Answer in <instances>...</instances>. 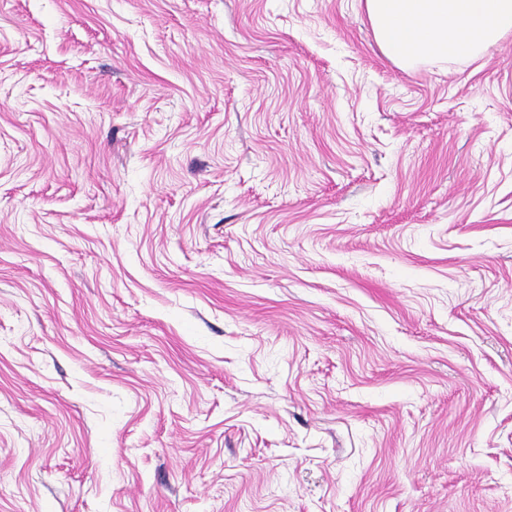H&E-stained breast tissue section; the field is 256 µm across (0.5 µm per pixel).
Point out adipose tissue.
Wrapping results in <instances>:
<instances>
[{
	"label": "adipose tissue",
	"mask_w": 512,
	"mask_h": 512,
	"mask_svg": "<svg viewBox=\"0 0 512 512\" xmlns=\"http://www.w3.org/2000/svg\"><path fill=\"white\" fill-rule=\"evenodd\" d=\"M383 54L401 68L468 59L512 34V0H364Z\"/></svg>",
	"instance_id": "obj_1"
}]
</instances>
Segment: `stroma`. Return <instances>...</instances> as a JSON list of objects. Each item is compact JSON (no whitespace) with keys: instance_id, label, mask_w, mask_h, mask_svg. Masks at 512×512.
I'll use <instances>...</instances> for the list:
<instances>
[{"instance_id":"1","label":"stroma","mask_w":512,"mask_h":512,"mask_svg":"<svg viewBox=\"0 0 512 512\" xmlns=\"http://www.w3.org/2000/svg\"><path fill=\"white\" fill-rule=\"evenodd\" d=\"M0 512H512V35L0 0Z\"/></svg>"}]
</instances>
